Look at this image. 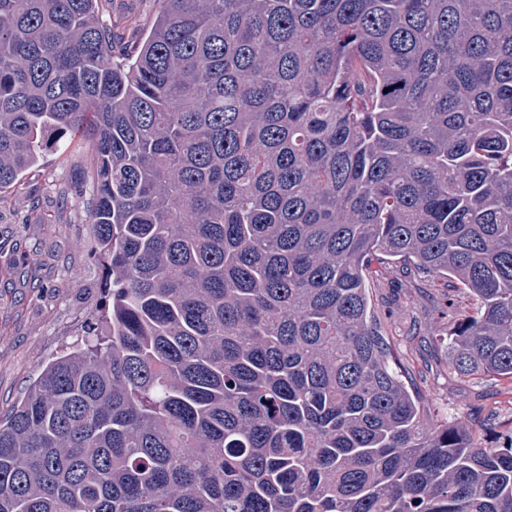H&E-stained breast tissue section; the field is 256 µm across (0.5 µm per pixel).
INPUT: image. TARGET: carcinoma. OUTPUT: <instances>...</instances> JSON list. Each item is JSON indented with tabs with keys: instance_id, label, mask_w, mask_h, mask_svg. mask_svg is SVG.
Instances as JSON below:
<instances>
[{
	"instance_id": "carcinoma-1",
	"label": "carcinoma",
	"mask_w": 512,
	"mask_h": 512,
	"mask_svg": "<svg viewBox=\"0 0 512 512\" xmlns=\"http://www.w3.org/2000/svg\"><path fill=\"white\" fill-rule=\"evenodd\" d=\"M0 0V189L79 130L106 333L0 422V512H512V438L433 424L366 288L477 301L512 380V0ZM160 8L159 0H101L99 15L112 28L115 44L126 55L148 35Z\"/></svg>"
}]
</instances>
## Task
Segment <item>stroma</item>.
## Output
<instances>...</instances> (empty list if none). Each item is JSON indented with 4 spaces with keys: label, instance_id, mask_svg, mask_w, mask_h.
I'll use <instances>...</instances> for the list:
<instances>
[{
    "label": "stroma",
    "instance_id": "35a3bbf8",
    "mask_svg": "<svg viewBox=\"0 0 512 512\" xmlns=\"http://www.w3.org/2000/svg\"><path fill=\"white\" fill-rule=\"evenodd\" d=\"M160 0H101L99 15L122 53L136 50ZM88 145L74 136L66 152L49 149L21 180L0 192V417L21 401L45 366L86 337L107 302L105 275L91 253L87 212ZM369 295L395 343L399 369L437 422H465L482 445L512 437V383L461 378L448 362V331L471 314L467 292L433 275L381 266ZM453 304V315L440 308Z\"/></svg>",
    "mask_w": 512,
    "mask_h": 512
}]
</instances>
